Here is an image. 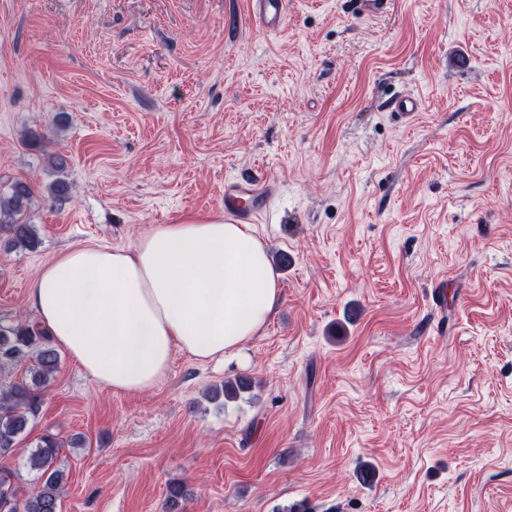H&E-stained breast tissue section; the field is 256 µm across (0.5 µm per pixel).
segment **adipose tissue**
Listing matches in <instances>:
<instances>
[{"label": "adipose tissue", "instance_id": "obj_1", "mask_svg": "<svg viewBox=\"0 0 512 512\" xmlns=\"http://www.w3.org/2000/svg\"><path fill=\"white\" fill-rule=\"evenodd\" d=\"M38 327L96 385L139 393L175 352L223 358L261 335L281 290L247 224L188 215L129 247L65 249L28 288Z\"/></svg>", "mask_w": 512, "mask_h": 512}]
</instances>
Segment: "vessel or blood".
Masks as SVG:
<instances>
[{
    "mask_svg": "<svg viewBox=\"0 0 512 512\" xmlns=\"http://www.w3.org/2000/svg\"><path fill=\"white\" fill-rule=\"evenodd\" d=\"M287 4L288 0H249L250 16L258 27L275 33L284 24ZM389 109L408 122L418 112L419 102L412 95L401 94L391 100ZM270 196L268 178L261 171L230 177L224 181V212L241 224L258 223Z\"/></svg>",
    "mask_w": 512,
    "mask_h": 512,
    "instance_id": "1",
    "label": "vessel or blood"
}]
</instances>
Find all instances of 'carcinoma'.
Listing matches in <instances>:
<instances>
[{
    "mask_svg": "<svg viewBox=\"0 0 512 512\" xmlns=\"http://www.w3.org/2000/svg\"><path fill=\"white\" fill-rule=\"evenodd\" d=\"M51 167L59 175L51 185L50 194L56 202L68 194V183L61 178L67 168L62 155L51 157ZM33 190L22 180L14 181L9 193L0 195V230L9 236L15 249L33 251L41 244L37 231L26 219L32 202ZM31 362L27 367L29 379L12 382L0 390V456L12 452L27 437L38 418L43 390L59 368V354L50 339L34 325L20 322L0 325V375L12 372L18 365ZM250 388V382L238 379L226 381L221 390L227 399H235ZM61 443L52 434L39 438L36 449L29 456L30 467L40 475V490L25 499L11 476L0 473V512H59V486L64 472L56 465Z\"/></svg>",
    "mask_w": 512,
    "mask_h": 512,
    "instance_id": "carcinoma-1",
    "label": "carcinoma"
}]
</instances>
